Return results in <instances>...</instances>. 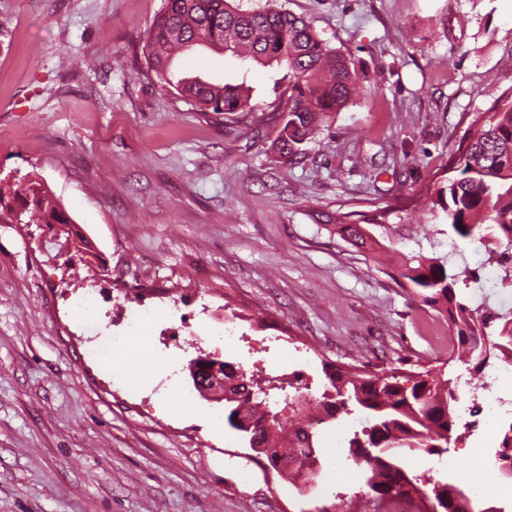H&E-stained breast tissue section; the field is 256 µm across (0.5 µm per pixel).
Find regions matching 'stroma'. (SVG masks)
<instances>
[{
    "label": "stroma",
    "mask_w": 512,
    "mask_h": 512,
    "mask_svg": "<svg viewBox=\"0 0 512 512\" xmlns=\"http://www.w3.org/2000/svg\"><path fill=\"white\" fill-rule=\"evenodd\" d=\"M364 75L303 154L278 156L277 70L243 72L195 47L179 77L247 82L245 111H199L162 87L143 53L163 0H0V181L35 179L96 248L87 260L37 226L0 222V512H311L363 489L323 424L316 486L298 492L229 428L189 381L199 351L254 360L268 384L323 363L370 372L431 370L467 382L440 344L447 318L400 287L323 219L369 210L431 183L472 121L512 92V0H278ZM146 296L153 325L128 334L122 371L168 362L148 384L95 360L125 332L122 288ZM98 296L96 314L73 308ZM232 317L235 346L174 347ZM500 425L457 428L448 450L407 453L429 481L469 479L484 504L512 505L493 462Z\"/></svg>",
    "instance_id": "stroma-1"
}]
</instances>
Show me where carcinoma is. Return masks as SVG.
<instances>
[{"mask_svg": "<svg viewBox=\"0 0 512 512\" xmlns=\"http://www.w3.org/2000/svg\"><path fill=\"white\" fill-rule=\"evenodd\" d=\"M196 46L222 51L242 64L256 62L285 70L276 83H288V106L278 110L274 141L280 156L292 159L302 153L324 127L332 113L344 108L359 94L363 78L346 57L320 39L309 23L283 9L243 10L228 0H164L146 40L147 62L160 82L174 87L201 111L232 113L245 110L250 87L215 84L193 78H175L173 57ZM454 169L422 188L418 195H394L368 212L340 209L325 215V223L361 253L389 255L391 270L402 288H410L427 306L448 318L456 332L450 359L475 368L492 355L512 358V311L490 308L488 299L476 307L457 292L460 283L480 284L468 266H448V256L403 254L390 243L402 235L405 225L392 218L429 202L431 212L441 211L448 229L439 233L467 239L485 233L506 240V250L493 251L487 261L501 269V285L512 286V101L493 108L459 145ZM26 204L5 218L18 224L68 223V215L50 192L39 190L32 180L14 191ZM383 230L378 238L372 228ZM336 397L322 394L326 418L302 423L285 433L268 429V412L243 391L224 409L228 426L250 448H276L279 457L292 464L281 477L294 485L316 479L317 427L344 412L359 410L367 425L346 438L348 456L367 462L366 497L350 500L349 512H379L386 500L407 501L416 512L422 504L438 505L440 512H476L469 495L448 482L427 487L421 476L403 464L408 452L438 454L448 448L456 426L453 380L433 377L430 371L407 373L398 368L367 372L323 364Z\"/></svg>", "mask_w": 512, "mask_h": 512, "instance_id": "cac0c4a2", "label": "carcinoma"}]
</instances>
